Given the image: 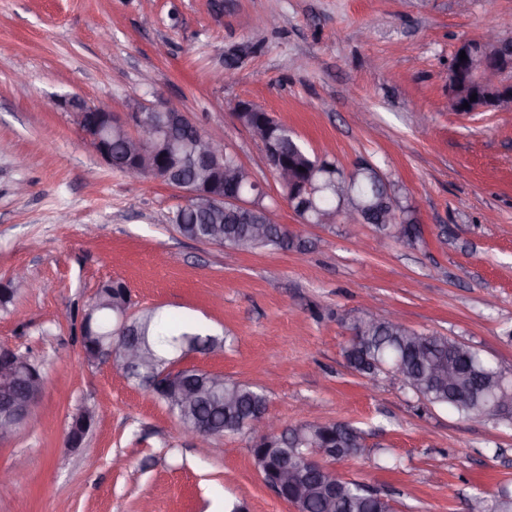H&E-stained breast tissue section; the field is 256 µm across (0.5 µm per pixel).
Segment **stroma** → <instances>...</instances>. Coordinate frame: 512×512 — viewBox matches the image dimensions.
<instances>
[{
	"instance_id": "35a3bbf8",
	"label": "stroma",
	"mask_w": 512,
	"mask_h": 512,
	"mask_svg": "<svg viewBox=\"0 0 512 512\" xmlns=\"http://www.w3.org/2000/svg\"><path fill=\"white\" fill-rule=\"evenodd\" d=\"M512 34V0H0V346L38 365L33 421L0 442V512H292L262 483L251 439L200 448L122 371L88 364L79 327L99 286L122 281L157 308L225 339L183 366L262 387L282 426L362 431L335 462L396 512H466L512 489V423L467 419L391 373L344 356L366 303L454 337L512 373V110L452 112L458 45ZM235 76L219 80L227 53ZM123 114L180 99L255 173L298 246L243 253L179 235L185 195L105 165L57 101ZM249 101L307 152L372 163L421 235L355 237L371 224H304L232 114ZM92 410L88 451L65 445Z\"/></svg>"
}]
</instances>
